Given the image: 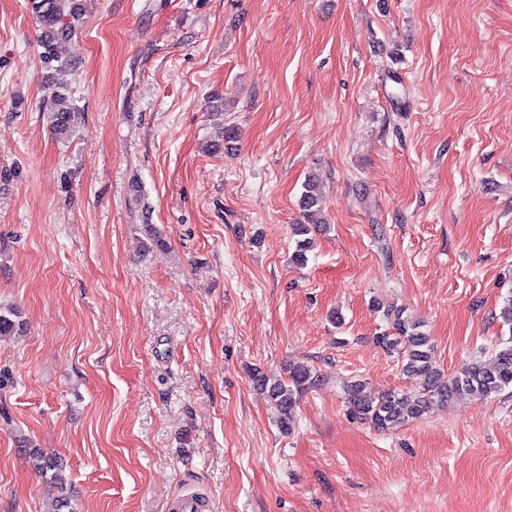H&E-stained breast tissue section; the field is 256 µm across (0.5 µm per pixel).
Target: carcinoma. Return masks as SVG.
Returning a JSON list of instances; mask_svg holds the SVG:
<instances>
[{
  "mask_svg": "<svg viewBox=\"0 0 512 512\" xmlns=\"http://www.w3.org/2000/svg\"><path fill=\"white\" fill-rule=\"evenodd\" d=\"M29 3L41 27L39 47L44 63L62 62V47L75 32L82 16L81 0H29ZM75 110L67 93H53L48 119L57 137L71 135ZM300 207L307 223L298 227L297 233L302 239L296 242L290 256L291 263L299 267L308 262L311 241L307 234L311 227L324 223L318 179L310 177L302 185ZM376 309L383 312L392 329V333L377 337V342L398 353L402 373L418 383L420 390L385 389L377 394H367L363 384H350L345 387V394L354 418L384 431L426 417L438 403L450 404L466 395L489 396L512 387V337L491 358L473 359L456 374L447 377L436 367L431 337L423 331L420 322L396 306L378 304ZM251 379L254 387L276 407L281 431L291 432L299 398L315 383L312 370L306 365L295 364L288 368V375L283 380L271 383L258 370L252 372ZM28 454L33 458L36 470L60 493V507L67 506L72 490L67 487L59 461L39 448L29 449Z\"/></svg>",
  "mask_w": 512,
  "mask_h": 512,
  "instance_id": "obj_1",
  "label": "carcinoma"
}]
</instances>
